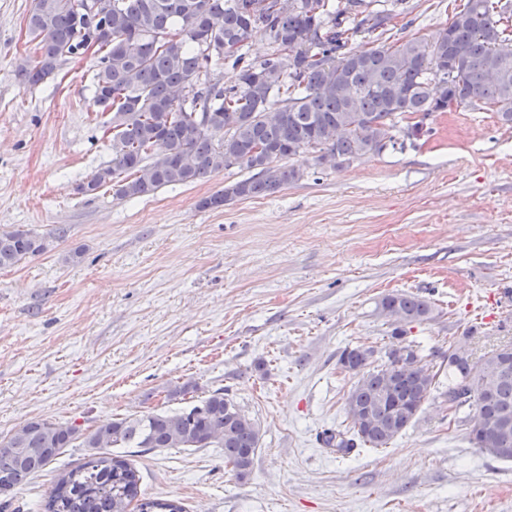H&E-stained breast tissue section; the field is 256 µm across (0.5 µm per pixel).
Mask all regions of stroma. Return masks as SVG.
<instances>
[{
    "instance_id": "obj_1",
    "label": "stroma",
    "mask_w": 512,
    "mask_h": 512,
    "mask_svg": "<svg viewBox=\"0 0 512 512\" xmlns=\"http://www.w3.org/2000/svg\"><path fill=\"white\" fill-rule=\"evenodd\" d=\"M410 3L392 39L431 37L460 8ZM31 6L0 0V231L23 225L49 246L0 269V436L34 418L88 432L221 387L260 428L250 474L219 448L131 453L142 495L187 512H512V462L474 447L470 418L440 397L388 447L342 457L319 441L349 425L344 347L412 342L438 365L460 345L480 356L512 341V126L480 106L437 112L421 136L339 168L296 156L300 181L220 210L199 202L251 169L87 195L79 184L112 161L98 55L21 85ZM395 292L427 300L433 320L395 337L377 309ZM86 455L66 449L14 512H39Z\"/></svg>"
}]
</instances>
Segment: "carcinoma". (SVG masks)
Instances as JSON below:
<instances>
[{"label":"carcinoma","mask_w":512,"mask_h":512,"mask_svg":"<svg viewBox=\"0 0 512 512\" xmlns=\"http://www.w3.org/2000/svg\"><path fill=\"white\" fill-rule=\"evenodd\" d=\"M89 15L83 0H33L28 29L40 55L23 60L16 76L36 86L65 57L100 53L94 98L111 113L112 164L79 186L92 194L110 185L118 198L188 184L233 166L251 177L204 198L220 209L234 198L269 196L302 178L290 164L313 153L320 164L341 167L421 134L435 112L488 105L512 125V0H466L447 26L429 39L391 41L393 18L408 0L373 9L374 0H97ZM261 33L268 53L246 58L244 47ZM364 32L371 47H348ZM239 68L230 88L211 64ZM210 114L204 126L193 115ZM45 238L19 225L0 231V268L44 253ZM396 323L432 318L431 304L393 293L379 304ZM496 374L467 395L466 358L448 359V411L473 412L471 438L506 448L512 461V343L489 351ZM359 376L346 399L348 432L327 429L322 444L342 455L354 440L385 448L414 421L438 389V372L415 346L375 350L347 347L339 356ZM260 428L218 388L200 404L176 412L117 419L83 433L72 423L32 419L0 440V512L14 491L60 451L90 449L81 465L63 470L41 504L42 512H186L176 499L142 498L138 471L112 448H222L239 478L251 472Z\"/></svg>","instance_id":"1"}]
</instances>
